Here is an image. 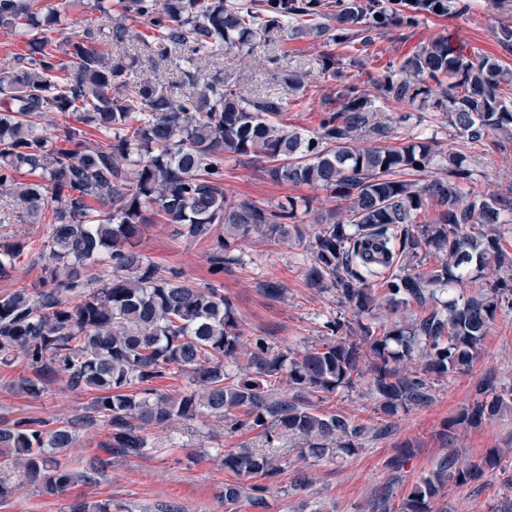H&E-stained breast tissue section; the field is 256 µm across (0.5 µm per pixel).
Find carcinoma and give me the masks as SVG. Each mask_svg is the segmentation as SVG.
Returning a JSON list of instances; mask_svg holds the SVG:
<instances>
[{
	"instance_id": "1",
	"label": "carcinoma",
	"mask_w": 512,
	"mask_h": 512,
	"mask_svg": "<svg viewBox=\"0 0 512 512\" xmlns=\"http://www.w3.org/2000/svg\"><path fill=\"white\" fill-rule=\"evenodd\" d=\"M90 8L111 24L90 25L57 43L52 34L68 26L60 9L0 0V25H20L27 36L21 63L0 73V196L21 203L31 217L49 207L52 218L39 287L0 295V365L27 360L34 377L21 378L18 390L33 398L56 377L70 390L94 392L86 413L56 426L30 417L0 421L1 468L22 470L44 494L63 495L75 482L104 474L112 458L151 447L145 428L208 414L232 431L263 428L266 448L229 451L222 463L238 475L274 479L281 471L274 443L282 434L305 438L303 458L335 449L349 454L382 432L316 412L311 398L348 391L368 377L381 415L392 417L429 404L434 382L469 369L499 312L512 311V277L468 297L457 290L493 265L512 271L499 237L482 231L505 223L512 198L475 189L459 154L431 171L441 153L434 140L359 145L388 127L375 121L365 84L349 75L362 64L354 56L323 54L321 74L334 81L336 107L306 136L280 120L283 99L246 97L233 74L208 80L195 64L214 46L250 55L288 23L326 45L366 49L424 16H465L469 0H121L118 19L105 0ZM129 16L146 20L156 35L133 32ZM103 33L115 44L138 38L161 60L187 53L183 84L129 82L134 60L102 52ZM370 83L403 110L400 122L410 118L405 110L430 106L475 145L490 137L498 145L512 142V70L488 54L468 57L446 33ZM47 112L70 114L104 140L88 141L67 121L48 130L40 122ZM239 156L265 158L273 181L315 186L338 202V212L318 222L306 277L335 291L353 321L327 323L332 335L317 347L279 351L264 336L244 335L222 290L191 284L176 269L164 275L137 251L147 225L168 224L176 237L211 242L207 260L217 274L255 236L279 242L300 233L288 224L298 208L294 199L261 206L224 193V159ZM24 170L40 180L18 181ZM431 206L435 216L419 221ZM25 247L22 240L0 242L1 279L11 277ZM431 254L435 266L424 271ZM90 265L106 274L92 280L85 276ZM438 291L451 298L438 302ZM381 298L395 310L413 304L423 315L381 330L374 316ZM415 353L420 363L405 365ZM173 372L187 373L190 387L155 394L149 383ZM274 381L287 391L272 387ZM479 394L448 420L444 440H454L456 427H478L512 406V389ZM100 424L108 428L106 457H93L81 472L63 464L79 432ZM501 461L490 451L460 467L447 456L398 512H431V500L446 486L477 483ZM268 491L229 484L224 503L245 498L262 509ZM68 509L112 512L107 503L85 500Z\"/></svg>"
}]
</instances>
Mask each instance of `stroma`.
I'll use <instances>...</instances> for the list:
<instances>
[{
	"mask_svg": "<svg viewBox=\"0 0 512 512\" xmlns=\"http://www.w3.org/2000/svg\"><path fill=\"white\" fill-rule=\"evenodd\" d=\"M472 9L464 17L423 18L417 28L393 32L377 39L357 79L377 77L389 62L403 58L419 44L440 33L450 34L468 49L490 54L512 67V52L497 41L502 24L512 25V9L494 6L492 0H471ZM128 26L138 31L120 45L101 41L102 51L133 58L131 81L157 77L164 84L179 83L185 66L180 55L159 64L148 55L140 36L147 33L144 20L131 18ZM325 46L311 38H290L287 31L276 32L252 57L223 47L207 49L203 57L211 71H236L247 95L275 94L289 103L283 114L288 127L308 132L317 128L332 84L321 77V57ZM304 76L306 91L297 95L288 85L289 75ZM434 139L444 151L465 157L477 174L480 187L488 193L507 194L512 190V144L473 146L464 143L448 128V120L435 109L413 111L411 119L385 135L368 136L369 145L391 148L415 139ZM224 191L234 200L274 205L286 198H307L309 211L299 212L296 222L301 237L274 243L253 240L245 244L237 263L224 273L212 274L207 262L209 243H191L174 237L171 227L149 225L137 246L155 264L182 271L193 284H209L221 289L234 304L245 335L263 336L278 348L301 349L318 344L323 325L333 318H350L335 292L313 288L306 272L313 262L312 241L319 212L334 207L328 192L308 186H292L271 181L259 159L242 157L224 162ZM23 209L9 200H0V238H23L30 244L22 254L10 279H0V294L36 283L41 274L37 249L47 236L46 220L23 217ZM279 284V296H269L267 283ZM27 360L17 359L8 367L0 365V420L39 417L72 418L88 407L91 394L73 392L62 380L51 379L41 397L18 391L17 379L31 375ZM491 383L496 390L512 389V313L498 315L486 336L479 356L470 369L440 380L433 387V400L424 407L399 413L391 432L364 442L355 453L336 457L298 459L301 439L283 437L279 448L287 464L266 496L263 512H391L402 495L436 470L444 456H452L465 466L481 460L491 449L502 450L501 470L487 473L477 484L450 485L432 503V512H494L505 497L502 483L512 476V410L493 421L457 430L452 443L441 439L445 423L473 400L477 389ZM318 409L348 417L352 422H378L376 394L361 382L350 391L316 400ZM151 448L142 456L116 457L108 472L89 483H80L65 495L42 494L36 484L13 474V495L0 502V512H67L76 500L111 503L112 512H256L247 501L228 506L224 486L236 482L225 470L222 453L247 446L264 445L259 428L229 431L224 421L209 415L179 420L147 431ZM410 444L414 454L403 469L388 466L396 448Z\"/></svg>",
	"mask_w": 512,
	"mask_h": 512,
	"instance_id": "stroma-1",
	"label": "stroma"
}]
</instances>
